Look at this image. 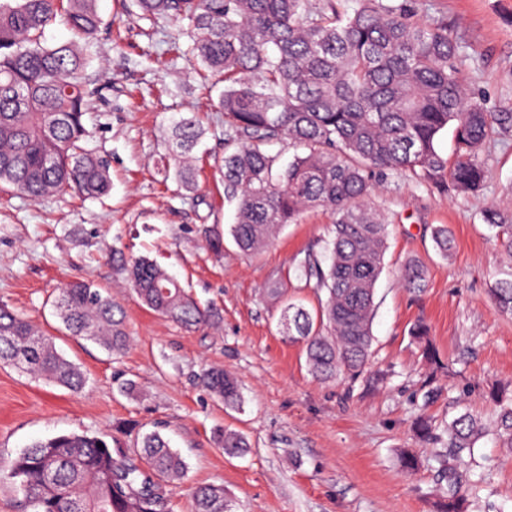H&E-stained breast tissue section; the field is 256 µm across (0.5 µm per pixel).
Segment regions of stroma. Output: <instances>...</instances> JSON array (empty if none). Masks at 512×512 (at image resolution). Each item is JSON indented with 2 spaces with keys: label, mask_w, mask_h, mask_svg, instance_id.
I'll return each instance as SVG.
<instances>
[{
  "label": "stroma",
  "mask_w": 512,
  "mask_h": 512,
  "mask_svg": "<svg viewBox=\"0 0 512 512\" xmlns=\"http://www.w3.org/2000/svg\"><path fill=\"white\" fill-rule=\"evenodd\" d=\"M103 26L87 71L100 98L86 116L87 149L110 164L112 191L101 200L65 194L32 202L0 191V303L40 327L87 377L78 393L0 366V458L63 433L96 434L136 446L160 431L188 472L172 512H190L193 488L223 486L233 512H436L449 489L468 492L469 512H512V448L499 431L492 387L512 385V316L491 289L504 255L480 219L489 207L512 212V134L487 143L488 177L474 196L391 176L373 198L388 220L389 247L377 282L372 357L355 380L317 381L301 344L288 342L282 306L264 294L273 282L313 309L317 298L295 278L297 259L331 235L328 213L307 211L263 251L246 255L229 238L235 207L219 171L223 84L202 81L183 52L186 22L146 17L133 0H98ZM421 18L446 23L461 46L469 92L487 107L512 110V0H419ZM193 112L206 134L195 149V192L164 178L167 118ZM447 227L453 249L441 256L432 230ZM220 237L221 250L208 241ZM147 255L165 266L218 321L185 329L141 305L122 270ZM418 261L423 292L400 281ZM89 280L108 289L126 316L129 345L112 355L69 336L52 301L59 288ZM424 322L438 361L412 336ZM220 366L240 384L243 404L225 407L198 383ZM134 382L126 395L123 383ZM472 410L484 433L474 455L447 474L446 447L421 439L417 418L446 427ZM244 434L250 451L225 455L214 435ZM419 460L404 473L401 452Z\"/></svg>",
  "instance_id": "35a3bbf8"
}]
</instances>
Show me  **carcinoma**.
Listing matches in <instances>:
<instances>
[{
	"mask_svg": "<svg viewBox=\"0 0 512 512\" xmlns=\"http://www.w3.org/2000/svg\"><path fill=\"white\" fill-rule=\"evenodd\" d=\"M98 0H0V188L40 201L66 191L100 198L111 190L108 163L83 149L84 117L94 90L87 47L103 23ZM145 15L190 24L189 51L200 70L224 82V198L235 203L230 233L245 254L269 245L286 224L308 210L333 216L324 251H308L294 272L304 287L325 294L318 310L288 303V340L305 343L311 375L330 381L360 376L371 358L375 287L384 269L388 224L371 199L379 181L395 174L417 184L473 195L485 188V146L512 132V112H491L469 97L459 66L461 45L442 22L417 18V0H135ZM61 19L73 39L49 44L45 28ZM453 127L454 158L437 148ZM165 178L193 191L191 154L204 130L194 113L168 120ZM286 142L293 160L282 168L268 146ZM482 221L509 256L491 289L501 312L512 315V213L486 208ZM433 240L446 257L448 229ZM128 283L154 313L194 328L219 318L201 307L156 261L133 258ZM405 284L425 288L417 262L404 267ZM57 315L70 335L111 354L126 348L122 308L92 281L59 289ZM0 365L44 377L70 391L83 389L80 367L60 354L51 337L0 303ZM214 398L234 407L237 380L218 367L199 376ZM500 429L512 448V393H492ZM420 434L445 440L461 453L483 434L464 412L440 433L425 420ZM216 443L228 455L248 448L245 437L221 430ZM140 465L117 441L87 433L31 443L0 463V485L22 495V512H170L155 478L178 487L186 464L159 432L142 435ZM192 512H231L219 485L192 494ZM439 512H466L465 498L448 492Z\"/></svg>",
	"mask_w": 512,
	"mask_h": 512,
	"instance_id": "carcinoma-1",
	"label": "carcinoma"
}]
</instances>
